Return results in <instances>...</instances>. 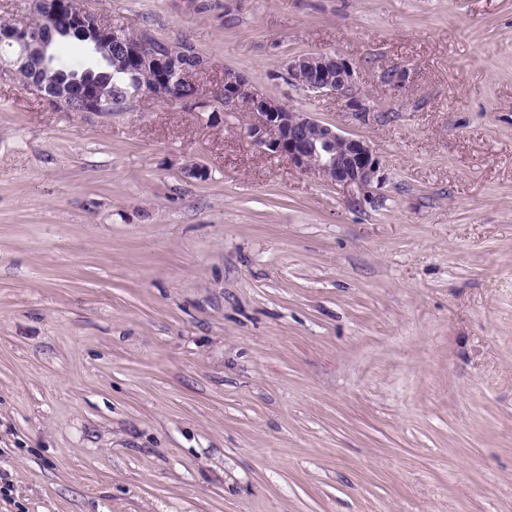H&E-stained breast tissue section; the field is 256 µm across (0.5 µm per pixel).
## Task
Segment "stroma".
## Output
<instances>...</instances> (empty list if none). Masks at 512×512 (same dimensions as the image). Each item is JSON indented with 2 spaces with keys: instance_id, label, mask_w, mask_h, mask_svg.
Instances as JSON below:
<instances>
[{
  "instance_id": "obj_1",
  "label": "stroma",
  "mask_w": 512,
  "mask_h": 512,
  "mask_svg": "<svg viewBox=\"0 0 512 512\" xmlns=\"http://www.w3.org/2000/svg\"><path fill=\"white\" fill-rule=\"evenodd\" d=\"M81 3L211 108L0 79V512H512V0ZM311 52L366 117L288 85ZM230 74L381 181L262 152Z\"/></svg>"
}]
</instances>
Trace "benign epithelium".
Listing matches in <instances>:
<instances>
[{
  "label": "benign epithelium",
  "instance_id": "obj_1",
  "mask_svg": "<svg viewBox=\"0 0 512 512\" xmlns=\"http://www.w3.org/2000/svg\"><path fill=\"white\" fill-rule=\"evenodd\" d=\"M30 15L49 17L55 29H61L78 38H91L94 50L112 54V48L121 45L127 58L137 61L148 58L156 71L153 84L146 93L168 103L201 101L198 84L191 79L201 66L188 67L176 74L162 68L163 60L156 54V39L147 35L133 37L118 32L112 23L82 8L74 9L67 0H29ZM9 43L21 49L24 61L39 58L43 66L51 64L47 45L33 36L24 26H16L7 33ZM288 81L310 96H336L347 99L354 112L366 111L365 105L352 95L356 70L344 57L327 52L299 55L288 61ZM27 89L43 98L54 108L70 112L99 113L112 103L104 84L75 83L63 87L46 88L29 84ZM243 103L252 115L245 135L263 151L288 158L297 169L314 173L324 180L346 188L367 191L380 171L373 147L364 139L345 135L330 124L316 119L310 112H294L284 104L255 92L248 81L235 76L224 81V108L233 109Z\"/></svg>",
  "mask_w": 512,
  "mask_h": 512
}]
</instances>
